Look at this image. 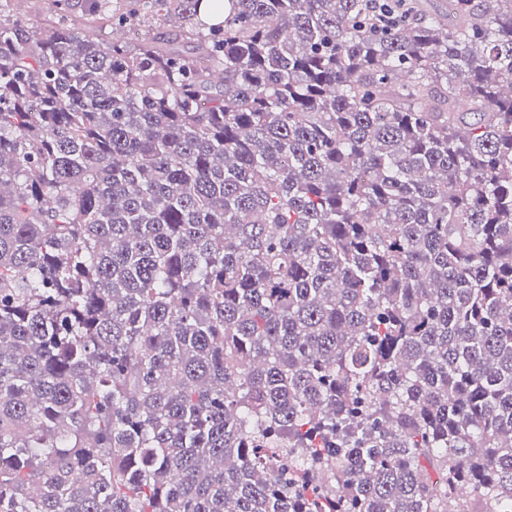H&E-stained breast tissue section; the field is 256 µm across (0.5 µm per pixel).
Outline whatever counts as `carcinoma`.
<instances>
[{
    "mask_svg": "<svg viewBox=\"0 0 512 512\" xmlns=\"http://www.w3.org/2000/svg\"><path fill=\"white\" fill-rule=\"evenodd\" d=\"M12 2L0 512H512V0Z\"/></svg>",
    "mask_w": 512,
    "mask_h": 512,
    "instance_id": "obj_1",
    "label": "carcinoma"
}]
</instances>
